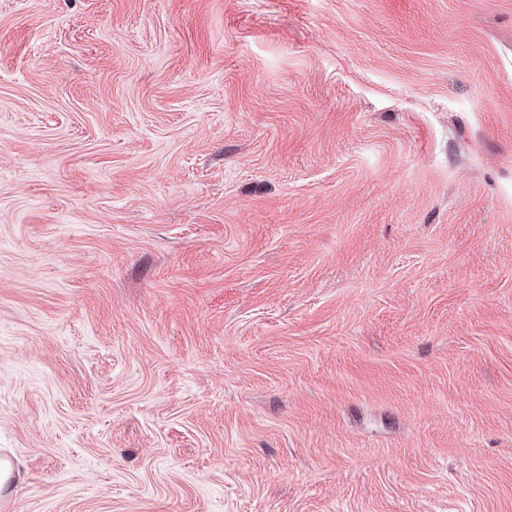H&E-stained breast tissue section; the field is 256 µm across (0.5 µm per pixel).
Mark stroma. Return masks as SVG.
Segmentation results:
<instances>
[{"mask_svg": "<svg viewBox=\"0 0 512 512\" xmlns=\"http://www.w3.org/2000/svg\"><path fill=\"white\" fill-rule=\"evenodd\" d=\"M0 512H512V0H0Z\"/></svg>", "mask_w": 512, "mask_h": 512, "instance_id": "obj_1", "label": "stroma"}]
</instances>
